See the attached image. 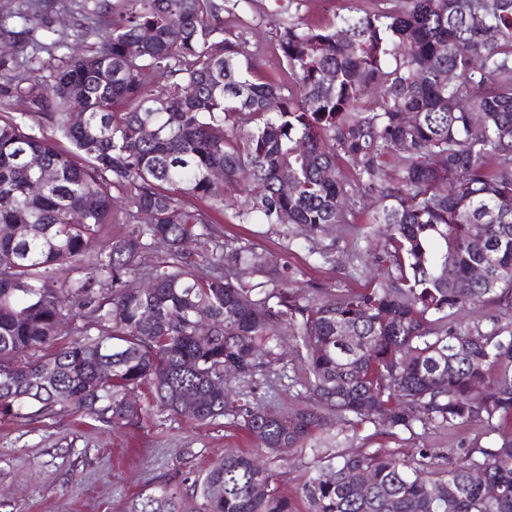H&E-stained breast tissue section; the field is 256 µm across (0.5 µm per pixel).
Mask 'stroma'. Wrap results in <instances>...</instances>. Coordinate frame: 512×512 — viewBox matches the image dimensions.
Returning <instances> with one entry per match:
<instances>
[{"label":"stroma","instance_id":"obj_1","mask_svg":"<svg viewBox=\"0 0 512 512\" xmlns=\"http://www.w3.org/2000/svg\"><path fill=\"white\" fill-rule=\"evenodd\" d=\"M375 0H239L224 15V29H246L248 48L259 73L286 80L277 34L281 23L302 19L319 26L333 15L369 9ZM214 232L222 240L253 244L274 261L302 270L304 290L363 287L357 237L369 211L352 223L329 226L319 236L290 224H238L230 211L214 212ZM327 249L331 261L315 263L313 249ZM489 439L483 423L449 433H407L390 438L373 426L360 428L347 443L355 448H392L412 457L417 449L455 448ZM255 441L242 427L224 418L208 425L150 407L137 425L118 428L55 407L53 414L0 419V512H126L130 502L175 483L187 508L200 505L191 476L207 470L227 453L255 452ZM183 482H174L175 473Z\"/></svg>","mask_w":512,"mask_h":512}]
</instances>
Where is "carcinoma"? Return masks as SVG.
Masks as SVG:
<instances>
[{"mask_svg":"<svg viewBox=\"0 0 512 512\" xmlns=\"http://www.w3.org/2000/svg\"><path fill=\"white\" fill-rule=\"evenodd\" d=\"M30 2L14 12L21 28L0 20L13 45L0 55V418L64 405L133 425L147 408L129 393L145 387L198 424L232 418L274 459H319L302 510L270 464L227 454L194 477L197 512H512V0H394L323 28L288 22L286 84L259 81L244 34L224 36L226 0H84L63 28ZM40 29L67 50L56 65L23 56ZM15 100L27 111L5 110ZM114 190L131 229L104 239ZM367 195L364 239L385 236L386 267L363 288L303 294L297 272L209 229L227 206L240 224L286 212L320 232L351 223ZM60 266L73 276L56 279ZM493 308L488 328L456 322ZM76 320L79 337L58 343ZM285 336L301 391L270 411L257 391ZM472 422L492 438L452 461L310 443ZM128 512L184 506L166 483Z\"/></svg>","mask_w":512,"mask_h":512,"instance_id":"carcinoma-1","label":"carcinoma"}]
</instances>
